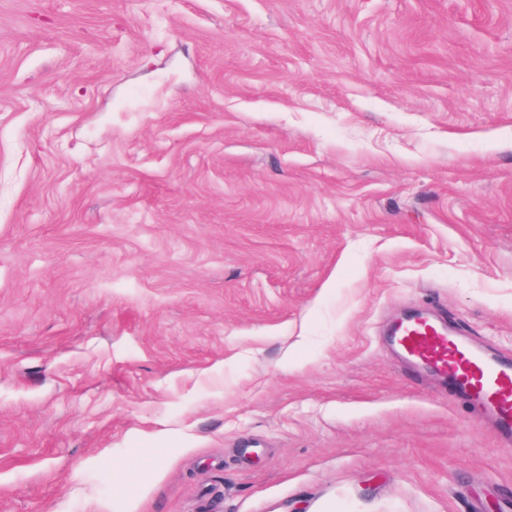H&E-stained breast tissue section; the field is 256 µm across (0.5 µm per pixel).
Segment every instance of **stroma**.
<instances>
[{
    "instance_id": "35a3bbf8",
    "label": "stroma",
    "mask_w": 512,
    "mask_h": 512,
    "mask_svg": "<svg viewBox=\"0 0 512 512\" xmlns=\"http://www.w3.org/2000/svg\"><path fill=\"white\" fill-rule=\"evenodd\" d=\"M412 310L512 359V0H0V512H506Z\"/></svg>"
}]
</instances>
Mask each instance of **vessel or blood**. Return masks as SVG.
<instances>
[{"label":"vessel or blood","instance_id":"vessel-or-blood-1","mask_svg":"<svg viewBox=\"0 0 512 512\" xmlns=\"http://www.w3.org/2000/svg\"><path fill=\"white\" fill-rule=\"evenodd\" d=\"M393 342L421 370L448 381L451 394L490 418L512 442V362L498 359L420 317L400 322Z\"/></svg>","mask_w":512,"mask_h":512}]
</instances>
